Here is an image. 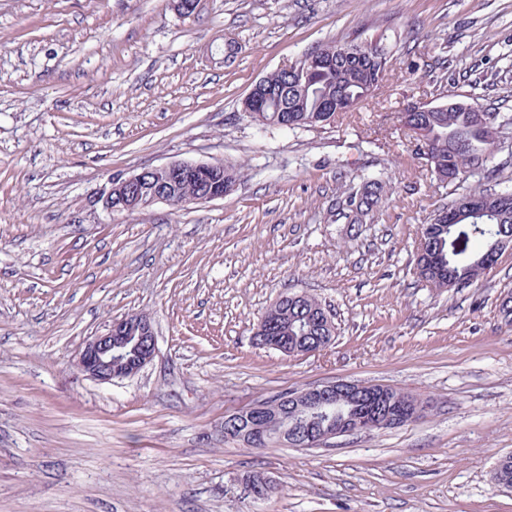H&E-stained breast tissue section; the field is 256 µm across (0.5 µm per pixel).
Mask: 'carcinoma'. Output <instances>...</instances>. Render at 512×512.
Listing matches in <instances>:
<instances>
[{"instance_id": "carcinoma-1", "label": "carcinoma", "mask_w": 512, "mask_h": 512, "mask_svg": "<svg viewBox=\"0 0 512 512\" xmlns=\"http://www.w3.org/2000/svg\"><path fill=\"white\" fill-rule=\"evenodd\" d=\"M379 52L372 55L365 42H331L319 45L297 60V66L311 71L314 77L312 91L303 95L296 87L297 76L280 69L264 77L269 85L271 100L248 117L261 129H297L324 127L336 121V113L327 111L330 104L342 106V102H362L371 89L378 88L386 80L391 52L377 45ZM485 108L476 103L455 101V106L441 112H407L404 123L420 129L428 140L431 154L430 168L434 175H449L452 182L465 180L470 164L479 162L481 167L494 156L501 145L498 133L481 125L479 113ZM238 170L232 165L218 164L210 170L208 180L196 179L184 185L172 187L175 208L187 204L191 195H201L212 187L222 188L226 183L238 181ZM383 181L368 176L349 198L351 223L361 224L379 201ZM465 196L474 199L481 208L494 214L491 223H469V218L459 220L456 230L448 229V218L439 209L430 222L422 225L421 234L427 240V255L417 259V268L430 274L431 287L443 286V279L456 277L463 286H469L491 268L496 254L490 249L493 239L512 232V187L488 194L469 190ZM264 317L274 324L279 335L287 338L288 347L300 351L317 346L324 338L336 335L332 316L316 298L306 296L298 302H279L266 310ZM288 393L276 396L279 403L272 410L280 414L281 426L300 429L309 420L284 400ZM370 404L350 400L325 415L326 420L347 417L363 412ZM498 485L512 488V456L499 460L494 472Z\"/></svg>"}]
</instances>
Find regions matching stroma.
I'll return each instance as SVG.
<instances>
[{
  "mask_svg": "<svg viewBox=\"0 0 512 512\" xmlns=\"http://www.w3.org/2000/svg\"><path fill=\"white\" fill-rule=\"evenodd\" d=\"M239 50L224 57L225 39ZM393 47L334 126L259 129L254 84L330 41ZM450 98L512 113V0H0V512H512V249L466 288L415 274L457 195L400 116ZM224 163V198L110 214L112 175ZM383 200L351 225L364 174ZM306 293L337 327L287 356L253 333ZM154 359L101 383L77 359L129 314ZM338 380L431 401L401 427L248 449L224 416ZM278 489L254 500L244 477Z\"/></svg>",
  "mask_w": 512,
  "mask_h": 512,
  "instance_id": "obj_1",
  "label": "stroma"
}]
</instances>
